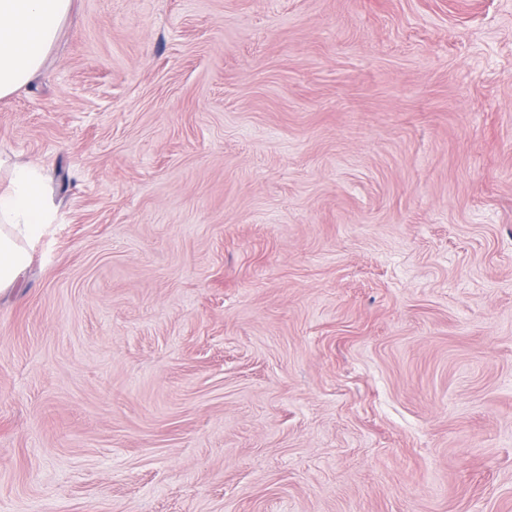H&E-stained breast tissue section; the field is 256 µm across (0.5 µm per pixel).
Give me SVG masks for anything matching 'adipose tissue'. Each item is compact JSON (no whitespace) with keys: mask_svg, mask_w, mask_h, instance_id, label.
<instances>
[{"mask_svg":"<svg viewBox=\"0 0 512 512\" xmlns=\"http://www.w3.org/2000/svg\"><path fill=\"white\" fill-rule=\"evenodd\" d=\"M73 0H0V97L17 92L41 69ZM51 221L42 171L9 165L0 181V292L18 279L29 249Z\"/></svg>","mask_w":512,"mask_h":512,"instance_id":"ef3b65f1","label":"adipose tissue"}]
</instances>
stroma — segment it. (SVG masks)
Here are the masks:
<instances>
[{
  "instance_id": "obj_1",
  "label": "stroma",
  "mask_w": 512,
  "mask_h": 512,
  "mask_svg": "<svg viewBox=\"0 0 512 512\" xmlns=\"http://www.w3.org/2000/svg\"><path fill=\"white\" fill-rule=\"evenodd\" d=\"M1 158L0 512H512V0H73ZM51 218L41 168L9 165L6 178L0 181V293L16 282L29 260V248L41 238Z\"/></svg>"
}]
</instances>
